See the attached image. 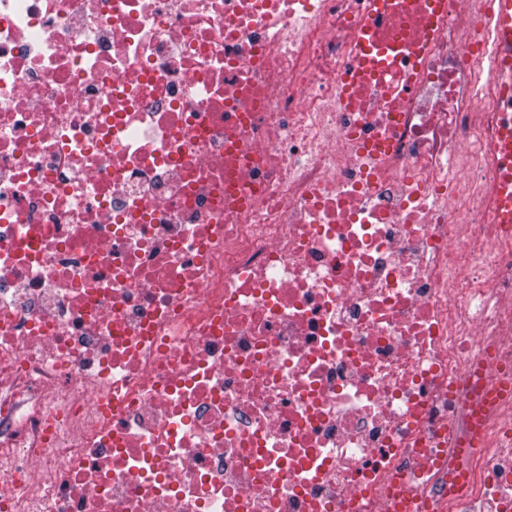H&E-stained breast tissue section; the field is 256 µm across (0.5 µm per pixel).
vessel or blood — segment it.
<instances>
[{"label":"vessel or blood","instance_id":"obj_1","mask_svg":"<svg viewBox=\"0 0 512 512\" xmlns=\"http://www.w3.org/2000/svg\"><path fill=\"white\" fill-rule=\"evenodd\" d=\"M495 18L494 79L503 85L499 111V136L493 146L496 165L495 198L498 221L512 225V0H492Z\"/></svg>","mask_w":512,"mask_h":512}]
</instances>
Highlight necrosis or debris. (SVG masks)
I'll return each mask as SVG.
<instances>
[{"label": "necrosis or debris", "mask_w": 512, "mask_h": 512, "mask_svg": "<svg viewBox=\"0 0 512 512\" xmlns=\"http://www.w3.org/2000/svg\"><path fill=\"white\" fill-rule=\"evenodd\" d=\"M489 0H0V512H512Z\"/></svg>", "instance_id": "4bbe7bcc"}]
</instances>
